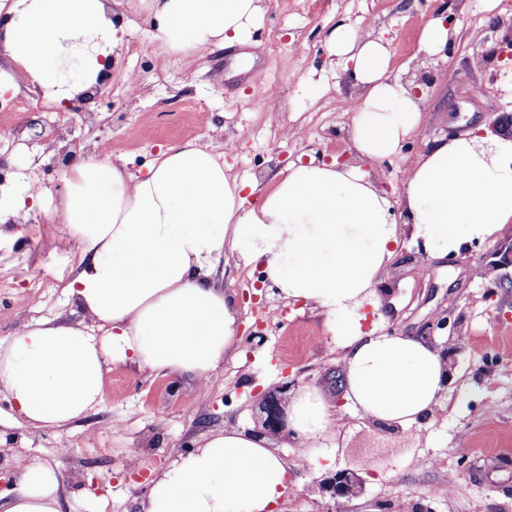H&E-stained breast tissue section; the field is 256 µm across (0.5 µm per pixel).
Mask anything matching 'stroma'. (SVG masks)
Segmentation results:
<instances>
[{"label": "stroma", "instance_id": "1", "mask_svg": "<svg viewBox=\"0 0 512 512\" xmlns=\"http://www.w3.org/2000/svg\"><path fill=\"white\" fill-rule=\"evenodd\" d=\"M130 28L101 90L72 111L28 89L0 96V183L36 180L45 193L26 220L0 226V343L40 319L83 321L65 288L80 255L54 209L63 174L82 159L110 157L146 172L169 145L213 144L229 173L265 183L297 160L366 172L395 214L404 211L405 172L441 137L482 127L512 135V0H264L247 45L199 52L193 65L158 51L147 0H121ZM448 23V54L418 63L423 23ZM383 43L389 71L425 100L420 128L393 157L368 162L350 140L358 89L323 40L335 27ZM275 87L254 98L255 84ZM139 128L129 140V128ZM512 241V224L485 241L433 256L402 242L378 289L382 317L370 324L407 336L449 314L451 366L446 406L407 428L369 423L346 410L340 349L312 306L290 304L262 286L258 267L216 264L213 277L236 304L235 357L207 387L112 365L102 403L64 429L22 422L0 394V489L19 475L14 454L63 475L61 512H140L153 476L179 453L230 428L258 430L261 397L295 382L315 388L340 415L336 445L300 456L276 441L290 465L281 512H326L319 481L340 469L364 481L340 512H512V285L476 278ZM468 456H461V449Z\"/></svg>", "mask_w": 512, "mask_h": 512}]
</instances>
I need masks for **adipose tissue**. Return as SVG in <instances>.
Returning a JSON list of instances; mask_svg holds the SVG:
<instances>
[{"label": "adipose tissue", "mask_w": 512, "mask_h": 512, "mask_svg": "<svg viewBox=\"0 0 512 512\" xmlns=\"http://www.w3.org/2000/svg\"><path fill=\"white\" fill-rule=\"evenodd\" d=\"M262 0H147L152 39L182 54L247 41ZM128 21L112 0H0V94L27 85L58 104L91 95L125 46ZM328 55L346 60L359 88L350 138L369 161L399 153L419 127L423 98L388 71L379 41L331 30ZM55 207L82 256L67 289L88 323L37 321L0 345V390L34 427L62 428L103 400L112 364L204 385L235 341V300L209 277L219 261L259 266L274 295L325 316L341 353L344 397L361 418L407 427L443 406L446 364L415 336L364 328V306L400 240L445 255L512 224V136L437 141L406 171L405 215L358 168L289 164L273 186L230 175L211 147H167L145 174L91 157L63 175ZM43 195L28 182L0 187V223L27 216ZM290 445L336 433L315 389L288 403ZM0 512H60L61 475L20 462ZM288 465L268 436L240 429L205 438L151 481L142 512H278Z\"/></svg>", "instance_id": "obj_1"}]
</instances>
